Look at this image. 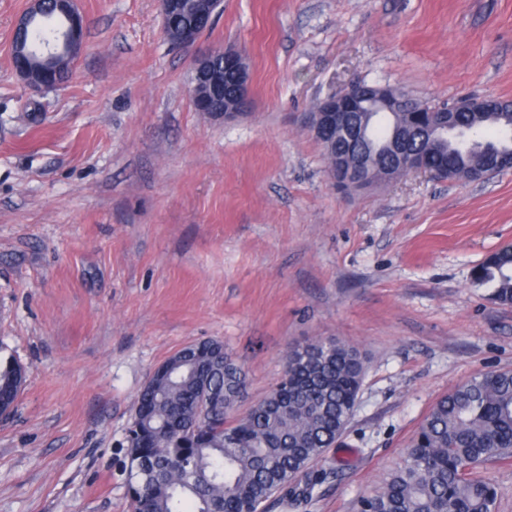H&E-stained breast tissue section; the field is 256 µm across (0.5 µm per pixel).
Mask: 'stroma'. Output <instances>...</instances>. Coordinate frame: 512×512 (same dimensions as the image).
Here are the masks:
<instances>
[{"label":"stroma","instance_id":"35a3bbf8","mask_svg":"<svg viewBox=\"0 0 512 512\" xmlns=\"http://www.w3.org/2000/svg\"><path fill=\"white\" fill-rule=\"evenodd\" d=\"M188 48L158 0H79L72 77L11 65L29 0H0V346L27 368L0 419V512H129L137 395L185 345L221 341L246 403L292 347L335 338L366 369L356 411L295 512H357L433 403L512 370V303L472 283L512 244V170L482 182L410 174L331 183L305 120L349 83L429 103L512 100V0H223ZM244 53L245 118L196 111L193 64Z\"/></svg>","mask_w":512,"mask_h":512}]
</instances>
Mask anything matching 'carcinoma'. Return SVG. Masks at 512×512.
<instances>
[{
    "instance_id": "1",
    "label": "carcinoma",
    "mask_w": 512,
    "mask_h": 512,
    "mask_svg": "<svg viewBox=\"0 0 512 512\" xmlns=\"http://www.w3.org/2000/svg\"><path fill=\"white\" fill-rule=\"evenodd\" d=\"M70 17L55 6L36 17L25 44L41 52L44 44L64 47L59 34ZM186 16L166 18L165 34L175 46L183 38ZM30 58L31 78L49 73L50 87L64 83L71 63ZM413 110L369 116L363 151L373 167L391 164L386 144L391 133L412 131L430 122L436 106L409 99ZM462 137L445 140L412 136L409 149L423 170L448 169L464 180L474 167L512 156V112L479 116L454 113ZM476 286L493 288V297L512 303V249L490 254L474 272ZM170 372H156L138 397L136 421L126 434V457L137 454L148 474L125 465L132 489V512H267L275 501L311 498L335 471L314 474L311 465L336 446L358 403L365 362L360 351L336 340H314L289 350L281 379L248 415L227 419L246 388V373L224 344L209 339L165 360ZM19 362L0 352V391L21 392ZM495 455L512 458V371L478 373L432 406L401 463L359 512H492L495 486L472 471Z\"/></svg>"
}]
</instances>
